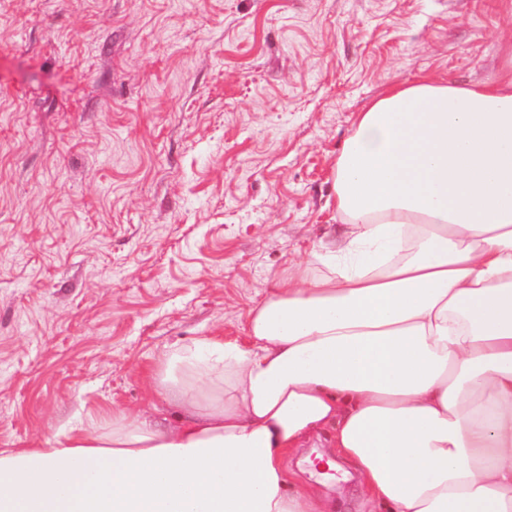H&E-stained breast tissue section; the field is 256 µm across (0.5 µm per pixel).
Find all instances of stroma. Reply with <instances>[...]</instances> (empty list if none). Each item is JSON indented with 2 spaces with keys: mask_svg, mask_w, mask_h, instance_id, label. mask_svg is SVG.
<instances>
[{
  "mask_svg": "<svg viewBox=\"0 0 512 512\" xmlns=\"http://www.w3.org/2000/svg\"><path fill=\"white\" fill-rule=\"evenodd\" d=\"M500 0H0V450L151 402L329 240L358 112L496 77Z\"/></svg>",
  "mask_w": 512,
  "mask_h": 512,
  "instance_id": "1",
  "label": "stroma"
}]
</instances>
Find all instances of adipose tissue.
Listing matches in <instances>:
<instances>
[{
	"mask_svg": "<svg viewBox=\"0 0 512 512\" xmlns=\"http://www.w3.org/2000/svg\"><path fill=\"white\" fill-rule=\"evenodd\" d=\"M343 232L105 433L0 453V512H329L286 459L334 425L372 512H512V53L394 85L336 161Z\"/></svg>",
	"mask_w": 512,
	"mask_h": 512,
	"instance_id": "ef3b65f1",
	"label": "adipose tissue"
}]
</instances>
